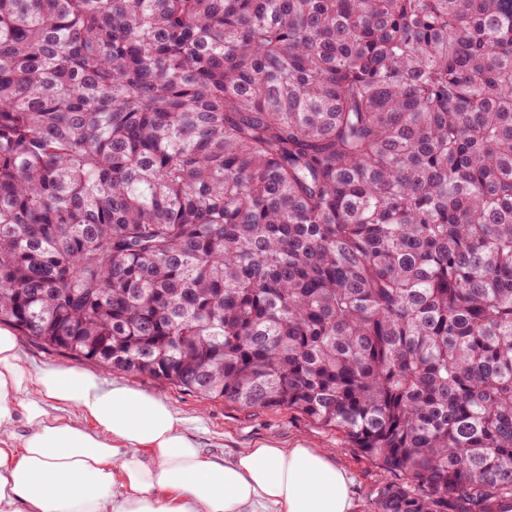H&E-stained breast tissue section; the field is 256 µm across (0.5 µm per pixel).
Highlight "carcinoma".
<instances>
[{
    "label": "carcinoma",
    "instance_id": "obj_1",
    "mask_svg": "<svg viewBox=\"0 0 512 512\" xmlns=\"http://www.w3.org/2000/svg\"><path fill=\"white\" fill-rule=\"evenodd\" d=\"M512 494V0H0V325Z\"/></svg>",
    "mask_w": 512,
    "mask_h": 512
}]
</instances>
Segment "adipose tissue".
<instances>
[{
	"instance_id": "obj_1",
	"label": "adipose tissue",
	"mask_w": 512,
	"mask_h": 512,
	"mask_svg": "<svg viewBox=\"0 0 512 512\" xmlns=\"http://www.w3.org/2000/svg\"><path fill=\"white\" fill-rule=\"evenodd\" d=\"M351 486L313 448L210 455L160 396L76 367L29 370L0 329V512H355Z\"/></svg>"
}]
</instances>
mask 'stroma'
<instances>
[{
    "mask_svg": "<svg viewBox=\"0 0 512 512\" xmlns=\"http://www.w3.org/2000/svg\"><path fill=\"white\" fill-rule=\"evenodd\" d=\"M83 369L98 372L104 385L115 382L155 392L187 420V431L201 447L214 455H230L253 442L270 439L280 448L296 443L323 451L346 466L353 480L358 512H395L400 496L412 490L398 472L386 469L359 449L353 448L339 431L325 427L308 416L285 409H244L224 401H210L178 387L148 379L133 378L83 362Z\"/></svg>",
    "mask_w": 512,
    "mask_h": 512,
    "instance_id": "1",
    "label": "stroma"
}]
</instances>
